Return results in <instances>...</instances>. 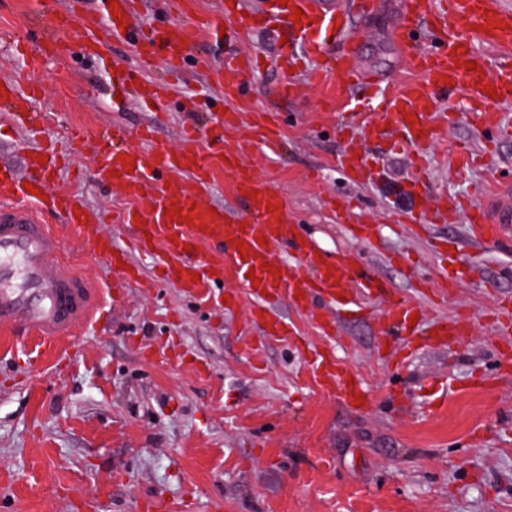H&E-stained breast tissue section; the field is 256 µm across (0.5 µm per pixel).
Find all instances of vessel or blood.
Segmentation results:
<instances>
[{
  "label": "vessel or blood",
  "instance_id": "vessel-or-blood-1",
  "mask_svg": "<svg viewBox=\"0 0 512 512\" xmlns=\"http://www.w3.org/2000/svg\"><path fill=\"white\" fill-rule=\"evenodd\" d=\"M97 2L90 10L85 0H71L69 9L56 18L57 28L78 25L80 47L88 56H99L105 36L122 35L137 46L143 63L160 59L177 70L190 56L198 68L211 70L208 58L194 54L193 48L200 34L220 35L232 50L226 53L223 66L212 70L213 82L228 100L242 96L243 75L259 64L256 57L236 52L233 46L240 39L241 28L262 24V17L241 18L236 29L223 26L225 16L241 10V0H224L221 15L202 23L186 19L180 8L182 0H169L173 6L169 20L150 35L134 26L138 0H117L113 7L107 0ZM379 7V0H352L348 8L338 0H288L283 6L268 0L266 10L299 33L304 56L318 60L313 81L332 73L345 89L365 91L375 77L358 64L359 35L350 18H368ZM297 9L302 12L298 18L293 15ZM423 25L433 40L422 48L416 35ZM396 38L402 50H414L415 66L421 74L420 80L400 87L386 114L396 143H436L447 120L439 110L440 100L455 90L468 92L483 126L493 129L495 138L512 136L511 129L496 125L484 110L492 99L500 104L512 102V8L503 0H403ZM486 45L497 49V56L483 53ZM8 47L13 54L27 58L34 74L44 57L57 55L60 43L54 30H48L35 44L18 38ZM470 62L476 65L471 72L466 69ZM4 88L0 108L14 124L41 122L43 115L35 110L36 102L45 96L40 82L31 81L24 97L16 94L13 83H5ZM112 89L121 95L112 104L117 111L124 110V101L130 97L159 108L164 105L159 89L144 77L140 67L115 70ZM409 115L414 118L410 124L405 121ZM152 139V126L116 124L100 130L77 129L71 140L72 151L96 157L98 187L120 188L135 203L123 217L132 237L122 248L113 246L99 215L83 201L46 191L45 175L62 160L55 146L39 149L27 140H18L17 148L27 158L25 170H0L1 335L17 343L35 336L64 344L75 336L79 325L88 324L102 311L98 285L82 275L62 273L61 244L45 220L50 212L58 214L93 253L110 257L116 288L141 276L144 258L158 271L149 287L190 294L217 287L227 265L254 271L255 279L242 281L252 302L251 319L263 325L266 335L283 340L291 330L272 315L281 296H291L297 308L306 310L321 336L332 341L340 312L354 304L353 299L343 298L344 289L381 292V285L370 273L351 268L340 253L317 257L313 245L301 240L283 196L241 165L236 152L225 151L224 168L233 178L235 194L244 202V211L238 216L206 203L205 196L213 186V153L195 130H186L185 144L176 151L154 145ZM469 219L478 234L512 240V181L500 182L495 194L472 206ZM288 244L295 245L296 256L275 259V248ZM131 255L137 256V263L125 265V258ZM310 262L316 265L311 276L304 271ZM419 311L411 299H392L386 310L389 335H416L418 329L410 325L409 318ZM312 367L319 372L325 393L355 406L362 389L351 383L348 367L325 354L317 355Z\"/></svg>",
  "mask_w": 512,
  "mask_h": 512
}]
</instances>
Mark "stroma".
Returning <instances> with one entry per match:
<instances>
[{"instance_id":"35a3bbf8","label":"stroma","mask_w":512,"mask_h":512,"mask_svg":"<svg viewBox=\"0 0 512 512\" xmlns=\"http://www.w3.org/2000/svg\"><path fill=\"white\" fill-rule=\"evenodd\" d=\"M69 0H0V37L38 40ZM401 0H381L360 22V62L383 76L371 100L360 101L337 79L312 83L309 63L293 70L294 94L277 93L276 67L247 73L241 98L230 101L208 75L186 61L176 74L162 66L146 76L169 85L165 112L130 104L112 109L113 66L138 64L131 42L109 39L99 59L80 51L76 27L57 30L65 46L38 78L53 115L39 139L60 141L67 125L152 124L156 142L179 145L185 124L206 125L214 109L243 116L231 133L212 130L216 148L238 151L257 179L286 199L290 216L319 250L344 251L351 265L374 274L388 293L414 297L400 255L432 281L423 318L468 319L464 336L445 347L383 334L386 303L371 296L341 318L338 360L363 381L367 404L350 409L319 388L307 357L323 337L289 298L274 310L287 318L288 340L267 338L250 321V300L234 310L228 268L222 289L195 297L173 288L112 293L106 261L61 223L64 272L103 288L106 311L79 328L68 355L56 362L36 339L0 343V512H512V325L495 317L512 308V254L476 239L466 213L429 224L410 189L413 154L365 140L373 179L352 185L336 165V126L380 122L397 87L417 70L395 41ZM445 139L427 147L422 164L434 196L477 204L497 180L512 178V141L489 160L459 169L456 146L487 150L466 107L464 91L443 101ZM272 111L285 147L268 156L256 145L248 117ZM90 156L72 154L51 179L106 212L116 245L131 233L120 214L131 205L117 189L97 188ZM351 206L352 223H369L364 242L351 236L330 200ZM465 280L448 287L445 266ZM261 342L262 361L243 352Z\"/></svg>"}]
</instances>
